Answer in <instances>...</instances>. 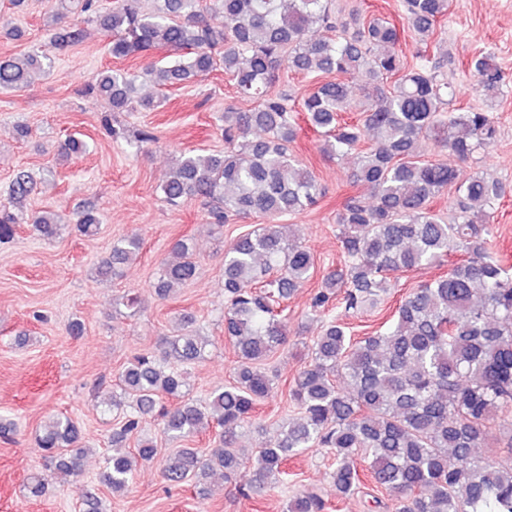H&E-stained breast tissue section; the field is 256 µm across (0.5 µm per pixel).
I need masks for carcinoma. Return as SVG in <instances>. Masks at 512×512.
Returning <instances> with one entry per match:
<instances>
[{
  "label": "carcinoma",
  "mask_w": 512,
  "mask_h": 512,
  "mask_svg": "<svg viewBox=\"0 0 512 512\" xmlns=\"http://www.w3.org/2000/svg\"><path fill=\"white\" fill-rule=\"evenodd\" d=\"M451 4L403 0L402 26L374 16L350 32L333 19L331 0H153L149 9L141 0H114L103 15L98 0H77V13L100 15L113 58L141 62L137 69L101 70L86 88L107 105L101 116L107 135L121 137L114 114L155 107L153 99L137 95L143 79L165 87L220 69L252 101L246 111L228 108L221 115L224 153L181 156L160 188L172 205L200 201L217 228L253 214L265 219L224 246V338L237 352L234 382L214 387L203 406L186 398L185 366L203 358L208 346L189 316L161 339L159 351L134 355L118 375L120 393H112L121 425L98 476L111 493L127 490L139 466L157 458L156 441L140 434L142 419L154 414L161 436L185 444L163 460L162 477L171 483L200 485L220 470L227 479L240 478L244 495L262 499L287 475L289 460L325 448L334 457L330 478L340 498L361 493L368 480L388 496L391 512H512V436L499 462L481 454L493 429L512 427V270L488 252L503 185L483 175L461 182L457 167L420 154V144H432L465 163L496 138L497 127L484 108L448 111L451 87L441 61L427 50H417L412 64L397 50L403 30L428 45ZM86 35L76 21L54 34L52 46L62 52ZM161 49L175 54L167 65L153 60ZM51 66L47 53L1 57L0 89L26 86L33 72ZM473 66L476 91L488 102L503 72L490 52ZM283 67L306 74L362 72L367 82L357 91L341 80L324 82L297 111L274 92ZM301 112L322 141L320 151L337 159L357 154L351 182L375 189L372 203L353 200L338 213L344 264L322 276L311 307L325 311L340 299L348 313L370 312L390 294L393 273L451 267L413 288L384 330L359 341L338 316L326 315L308 346L309 360L288 387L296 416L279 425L241 474L240 440L274 385L267 361L288 346L281 302L316 269L314 255L290 239L282 223L321 197L316 177L291 148ZM366 132L373 143L359 152ZM85 151L76 137L59 144L66 158ZM453 186L454 206L434 208V199ZM35 189L27 171L15 173L8 202L0 205V243L24 223L46 240L59 234L54 212L24 210ZM99 224L97 209L88 205L77 228L92 235ZM142 246L136 233L113 239L95 274L118 276ZM197 273L192 243L180 240L173 258L161 261L152 288L165 298ZM338 377L345 387H338ZM204 431L211 434L210 448L190 447ZM130 440L135 450H121ZM82 441L68 416L43 426L36 445L49 472L26 479L29 497H42L52 476L83 475ZM360 452L369 460L365 478L353 464ZM325 509L313 492L283 506V512Z\"/></svg>",
  "instance_id": "1"
}]
</instances>
